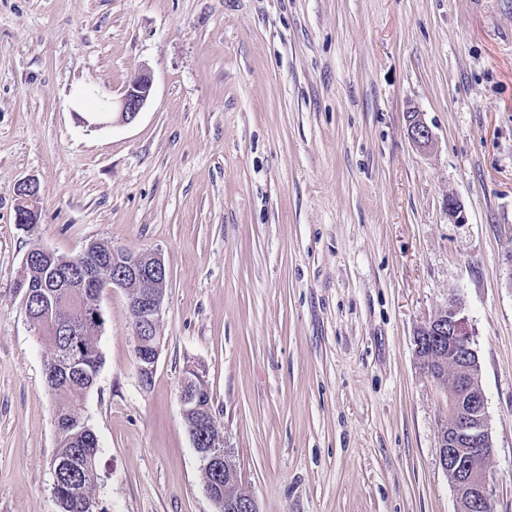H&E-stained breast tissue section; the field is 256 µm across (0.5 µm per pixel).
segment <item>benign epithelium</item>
Masks as SVG:
<instances>
[{"label":"benign epithelium","instance_id":"7a95c632","mask_svg":"<svg viewBox=\"0 0 512 512\" xmlns=\"http://www.w3.org/2000/svg\"><path fill=\"white\" fill-rule=\"evenodd\" d=\"M153 90L152 75L144 70L137 73L136 80L130 82L117 100L104 98L105 107L92 113L91 127H104L116 120L123 124L132 123L149 101ZM408 136L419 148L427 149L433 144L434 136L421 114L414 112L408 116ZM40 184L34 179L18 183L16 188V223L21 229L28 224L39 223ZM94 254L93 243L74 255L69 263L77 266L82 275L81 286L90 285L103 293L112 288H128V282L145 283L167 282L168 272L161 256L152 251H143L128 257L112 250V279L101 276L98 263L89 261ZM165 289L145 290L137 295H126L128 309L136 316L138 333L135 344L140 347L151 338L153 354L145 365L149 371L156 370L159 358L157 330L164 313ZM422 334L416 336L415 346L418 356L443 360L455 366L458 380L455 389L448 391V437L440 438V463L448 474L456 495L457 512H491L492 493L484 469V459L492 448L486 401L480 386V363L471 346L472 332L462 308L455 301L448 302L438 316L421 327ZM204 382L202 374L194 369L181 380V411L193 408L198 401L197 387ZM210 429L220 430L221 425L208 409H203L199 423L188 428L193 448L201 462V471L209 470L214 477L213 485L204 486L209 498L215 497V489L220 487L217 476L222 474L227 482L237 479L224 472V466L231 463L228 449L217 451L201 446L200 439Z\"/></svg>","mask_w":512,"mask_h":512}]
</instances>
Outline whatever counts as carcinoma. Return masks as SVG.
Listing matches in <instances>:
<instances>
[{"mask_svg": "<svg viewBox=\"0 0 512 512\" xmlns=\"http://www.w3.org/2000/svg\"><path fill=\"white\" fill-rule=\"evenodd\" d=\"M32 264L27 267V286L38 290L50 284L47 266L36 258L37 244H32ZM66 292L84 298L78 303L59 300L45 308L32 309V316L42 319L40 338L47 349L45 385L53 399L54 415L61 423L57 432L55 456L68 457L75 469L65 476L54 497L60 512H89V504L97 503V438L79 412V405L94 388L102 364V353L96 324L88 314L99 305L93 288H68ZM82 354L78 369L70 368L73 353Z\"/></svg>", "mask_w": 512, "mask_h": 512, "instance_id": "carcinoma-1", "label": "carcinoma"}]
</instances>
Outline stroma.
I'll return each instance as SVG.
<instances>
[{
    "instance_id": "obj_1",
    "label": "stroma",
    "mask_w": 512,
    "mask_h": 512,
    "mask_svg": "<svg viewBox=\"0 0 512 512\" xmlns=\"http://www.w3.org/2000/svg\"><path fill=\"white\" fill-rule=\"evenodd\" d=\"M144 69L135 122L85 124L84 93ZM28 177L42 246L106 240L168 272L150 385L124 291L99 298L79 411L106 512H214L180 412L191 364L259 512H456L448 396L414 344L452 299L493 512H512V0H0V512H58L46 349L17 286ZM407 131L411 142L417 147L427 149L433 144V133L419 112H412L408 116ZM41 187L35 179H26L18 183L16 188V224L26 231L31 240L35 238L39 223V204L41 200ZM18 208H22L17 212Z\"/></svg>"
}]
</instances>
